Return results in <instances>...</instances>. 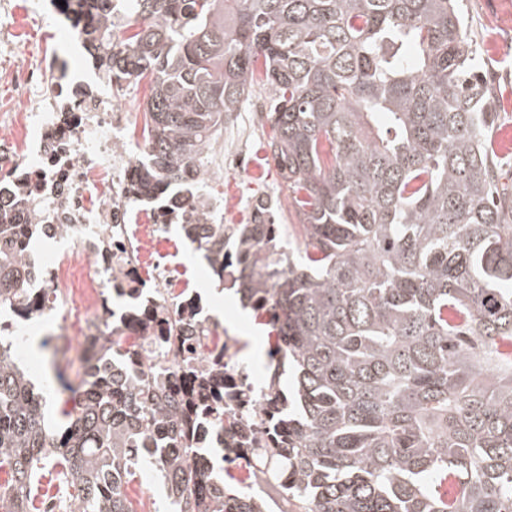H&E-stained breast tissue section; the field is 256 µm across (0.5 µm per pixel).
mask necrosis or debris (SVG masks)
Returning <instances> with one entry per match:
<instances>
[{
	"instance_id": "obj_1",
	"label": "necrosis or debris",
	"mask_w": 512,
	"mask_h": 512,
	"mask_svg": "<svg viewBox=\"0 0 512 512\" xmlns=\"http://www.w3.org/2000/svg\"><path fill=\"white\" fill-rule=\"evenodd\" d=\"M27 106L0 113V198L15 224H67L74 265L66 253L47 263L46 287L65 293L81 272L79 312L103 310L105 290L134 288V307L112 310V333L141 345L138 373L177 371V394L193 385L210 356L224 354V460L252 492L284 485L274 429H287V405L278 389V358L255 370L237 340L222 336L156 249L168 224L196 217L187 195L137 201L132 189L142 163L134 115L114 90L74 82L59 56L16 62L6 75ZM190 319L192 334L170 354L169 324Z\"/></svg>"
}]
</instances>
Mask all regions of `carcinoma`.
Here are the masks:
<instances>
[{
	"instance_id": "carcinoma-1",
	"label": "carcinoma",
	"mask_w": 512,
	"mask_h": 512,
	"mask_svg": "<svg viewBox=\"0 0 512 512\" xmlns=\"http://www.w3.org/2000/svg\"><path fill=\"white\" fill-rule=\"evenodd\" d=\"M83 44L108 78L151 76L137 196L188 192L262 73L271 159L303 241L278 224H182L225 288L276 311L300 411L278 439L302 512H512V191L486 145L493 95L456 0H76ZM41 224L0 210V308H51L30 259ZM87 336L57 414L13 338L0 336V512H34L46 467L66 512H132L135 466L156 469L173 512H263L195 461L189 410L224 429L213 380L187 399L131 372L137 352Z\"/></svg>"
}]
</instances>
